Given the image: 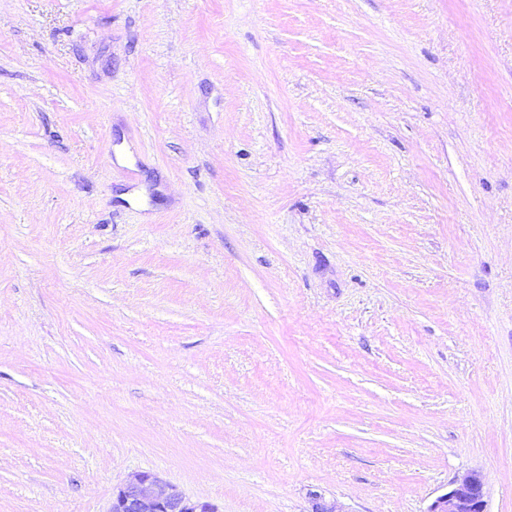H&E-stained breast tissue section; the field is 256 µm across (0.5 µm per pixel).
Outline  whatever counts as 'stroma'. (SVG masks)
I'll use <instances>...</instances> for the list:
<instances>
[{"label":"stroma","instance_id":"obj_1","mask_svg":"<svg viewBox=\"0 0 512 512\" xmlns=\"http://www.w3.org/2000/svg\"><path fill=\"white\" fill-rule=\"evenodd\" d=\"M512 512V0H0V512ZM107 512H216L156 473L141 472L118 489ZM427 512H488L484 483L477 472H469L437 497Z\"/></svg>","mask_w":512,"mask_h":512}]
</instances>
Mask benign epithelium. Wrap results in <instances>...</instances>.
<instances>
[{
  "mask_svg": "<svg viewBox=\"0 0 512 512\" xmlns=\"http://www.w3.org/2000/svg\"><path fill=\"white\" fill-rule=\"evenodd\" d=\"M108 512H216L206 502L194 501L177 486L152 472L134 475L118 489ZM428 512H487L484 483L469 472L437 497Z\"/></svg>",
  "mask_w": 512,
  "mask_h": 512,
  "instance_id": "1",
  "label": "benign epithelium"
}]
</instances>
